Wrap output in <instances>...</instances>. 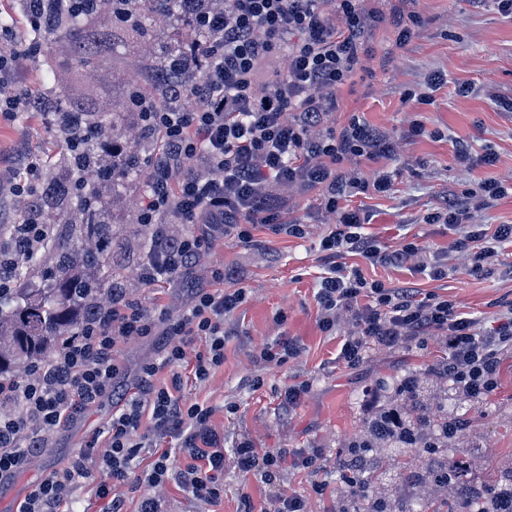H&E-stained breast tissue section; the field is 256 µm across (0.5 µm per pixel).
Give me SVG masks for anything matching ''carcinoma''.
Listing matches in <instances>:
<instances>
[{
	"label": "carcinoma",
	"instance_id": "obj_1",
	"mask_svg": "<svg viewBox=\"0 0 512 512\" xmlns=\"http://www.w3.org/2000/svg\"><path fill=\"white\" fill-rule=\"evenodd\" d=\"M75 7L86 16L74 15L64 24L52 26L37 35L36 42L47 55L53 45L62 47L70 64L85 68L107 51L114 30L102 28L85 0H77ZM127 12L130 16L123 35L137 47L142 69L150 76L146 84L133 86L130 91L140 93L149 104L164 105L168 99L161 74L166 72L168 77L185 84L197 80L204 65L202 51L208 35L182 21L178 0H112L109 13L116 16ZM159 16L181 26L185 44L161 53L143 48L158 37L155 22ZM178 56L196 58L198 62L175 74L169 63ZM57 110L65 114V127L61 129L64 137L70 134L69 125L79 120L93 125L96 134H112L115 145L124 139L123 116L108 117L80 106L60 105ZM147 141L148 137L143 136L112 152V175L103 179L111 186L112 195L130 185L138 186L144 194L148 192L147 171L140 163V152ZM97 149L95 137L76 140L68 149L70 173L99 166ZM43 200L57 209L59 222L68 227L69 234H55L43 249L18 266L17 287L0 292V376H15L28 362L50 357L101 309L105 299L112 297V289L119 287L112 275L104 273L118 243L112 225L103 223L105 210L96 188L79 187L76 195L65 197L51 187ZM47 260L52 261L50 270H40Z\"/></svg>",
	"mask_w": 512,
	"mask_h": 512
}]
</instances>
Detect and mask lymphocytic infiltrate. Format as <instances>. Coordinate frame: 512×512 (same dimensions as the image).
I'll use <instances>...</instances> for the list:
<instances>
[{"label": "lymphocytic infiltrate", "instance_id": "f902f5d3", "mask_svg": "<svg viewBox=\"0 0 512 512\" xmlns=\"http://www.w3.org/2000/svg\"><path fill=\"white\" fill-rule=\"evenodd\" d=\"M181 15L209 35L205 66L190 85L168 82V104L157 108L138 101V134H151L157 149L147 171L150 191L136 221L148 226L151 247L136 269L144 286L183 282L201 255L221 237L252 239L255 225L303 237L297 221H285V192L318 191L337 222L322 238L324 272L316 299L323 332L344 328L339 361L359 364L368 346L393 350L428 336L439 337L447 356L435 364L463 396L486 399L498 389L500 370L512 353V303L492 324L472 317L461 303L411 287L388 288L347 266V254L371 265L410 266L438 278L449 257L462 259L468 273L490 272L499 263L502 243L512 242V224L487 230L473 223L474 212L497 205L507 193L490 177L462 199L428 213L429 224L454 232L447 250L424 255L408 242L382 246L362 231L358 211L340 203L358 193L387 192L391 178L375 171L366 177L358 159L395 160L394 136L358 118L335 128L330 117L337 94L357 74L372 75L375 53L366 36L384 18L368 0H224L215 11L198 0H180ZM31 43L0 27V121L21 112L40 114L54 126L60 115L42 96L23 88L21 73L36 57ZM45 161L29 155L23 167L0 155V199L25 202L16 235L5 243L9 259L0 261V288L14 287L11 271L44 246L53 231L37 199L45 192ZM183 225L180 233L170 232ZM246 291L224 285L223 267L195 285L192 304L174 318L152 312L141 300L114 292L102 305V318L86 322L78 336L49 360L33 365L25 377L0 376V482L23 470L50 436L67 429L92 407L112 398L125 372L122 343L161 337L163 355L144 363L134 390L125 395L107 423L105 450L87 447L61 469L33 483L12 512H59L69 494L93 470L108 480L97 488L107 512H125L117 487L138 496L137 512H161L159 491L176 483L195 501L215 505L224 496L220 481L226 464L273 483L275 469H317L316 455L301 449L269 454L240 443L225 449L224 433L212 423V407L185 394L179 377L162 382L161 373L194 356V376L203 381L224 363L229 336L225 321L243 304ZM150 431H143V419ZM176 449L160 447L165 438Z\"/></svg>", "mask_w": 512, "mask_h": 512}]
</instances>
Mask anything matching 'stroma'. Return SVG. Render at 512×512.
<instances>
[{
  "instance_id": "obj_1",
  "label": "stroma",
  "mask_w": 512,
  "mask_h": 512,
  "mask_svg": "<svg viewBox=\"0 0 512 512\" xmlns=\"http://www.w3.org/2000/svg\"><path fill=\"white\" fill-rule=\"evenodd\" d=\"M376 6L386 14L419 10L427 24L402 49L395 47L390 27L369 32L376 54L373 75L338 93L332 120L341 127L356 115L398 134L415 119L427 134L401 142V159L390 166L394 180L389 193L360 194L350 205L371 215L364 231L381 244L395 247L413 241L425 250L441 251L453 234L447 226L425 223L426 214L481 178L512 179V112L496 103L497 97H512V17L501 14L492 0H377ZM111 55V63L94 66L89 81L60 57L53 63V77L29 70L24 81L35 90L53 86L57 97L68 102L92 97L98 111L108 114L121 102L132 75L127 64L131 52L123 39H115ZM435 72L442 73L446 82L434 91L433 104L404 103L405 92L423 88ZM463 83L472 88L465 97L457 92ZM461 144L477 158L495 154V164L463 171L455 159ZM21 147L37 154L53 152L44 180L66 177L65 150L39 115L28 113L0 124V152ZM141 199V193L130 188L113 203L107 221L123 246L113 253L112 267L131 297L159 305L174 317L190 301L186 287L158 290L134 276L148 244L145 226L136 221ZM287 217L304 224L303 237L277 234L258 225L250 243L224 238L200 258L190 282L206 281L219 261L224 265L225 287L246 289L247 298L229 320L231 334L223 365L202 382H192L190 368H181L180 374L188 382V392L214 408L212 423L223 430L225 448L243 441L267 452L316 448L327 467L318 473L285 467L276 482L268 485L243 476L229 464L224 469V498L215 509L190 499L170 483L161 492L162 512H243L248 505L261 512L273 495L294 492L310 496L312 512H333L337 506L359 512L360 500L351 497L334 468L347 457L350 445L364 437L368 392L380 389L396 397L400 383L410 376L426 404L447 410L449 418L467 420V434L448 451L449 461L467 462L466 482L483 488L511 479L512 357L505 361L499 389L480 402L466 399L452 389L449 380L432 372V364L445 356L435 336L391 351L368 350L363 363L353 368L337 362L342 335L320 329L316 300L318 275L324 266L320 242L335 218L324 211L314 191L293 197ZM501 252L503 264L491 274L453 269L440 280L405 268L374 267L352 254L345 262L359 268L367 280L392 286L410 283L421 292L455 299L474 316L487 320L500 304L512 301V245H503ZM285 336L301 342V355L278 367L263 362L261 349ZM301 381L307 382V392L296 406H287L285 391ZM111 413L108 401L92 409L72 429L57 435L51 447L41 449L24 471L0 483V512H10L13 501L32 482L60 469L87 441L105 440ZM365 455L367 467L380 470L379 493L395 512H433L446 497L443 486L420 479L434 469L433 457L395 447L370 448ZM322 480L330 481V493L321 499L312 497L313 483Z\"/></svg>"
}]
</instances>
